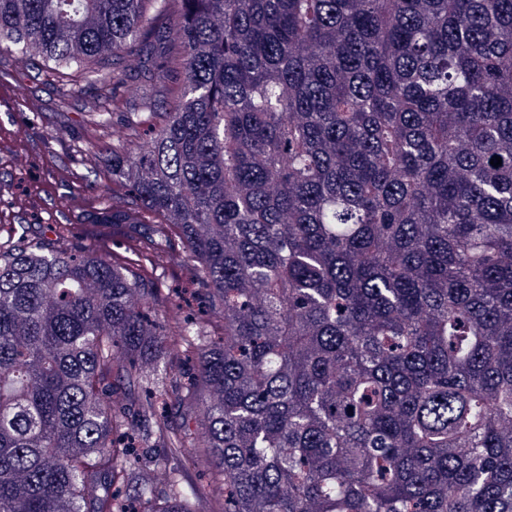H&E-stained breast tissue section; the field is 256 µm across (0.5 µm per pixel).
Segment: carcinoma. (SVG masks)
Here are the masks:
<instances>
[{"label":"carcinoma","mask_w":512,"mask_h":512,"mask_svg":"<svg viewBox=\"0 0 512 512\" xmlns=\"http://www.w3.org/2000/svg\"><path fill=\"white\" fill-rule=\"evenodd\" d=\"M157 47L110 222L221 331L149 321L135 259L0 243V512H196L184 448L224 512H512V0H0L104 128ZM182 256L175 245V248L162 252V258L148 268V277L160 289L162 303L157 313L181 321L207 319L209 303L198 293L194 277ZM175 462L183 463L188 480L196 483L205 491L200 512H224V497L216 490L213 470L207 456L196 448H186Z\"/></svg>","instance_id":"carcinoma-1"}]
</instances>
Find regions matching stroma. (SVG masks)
Segmentation results:
<instances>
[{
  "mask_svg": "<svg viewBox=\"0 0 512 512\" xmlns=\"http://www.w3.org/2000/svg\"><path fill=\"white\" fill-rule=\"evenodd\" d=\"M97 96L86 81L63 92L58 70L0 49V241L42 231L64 234L69 250L93 247L112 252L128 227L104 224L112 208V174L101 160L112 144L88 111ZM160 290L159 315L178 320L209 316L182 252L172 248L148 270ZM178 460L188 480L205 491L199 512H224L205 453L186 449Z\"/></svg>",
  "mask_w": 512,
  "mask_h": 512,
  "instance_id": "stroma-1",
  "label": "stroma"
}]
</instances>
